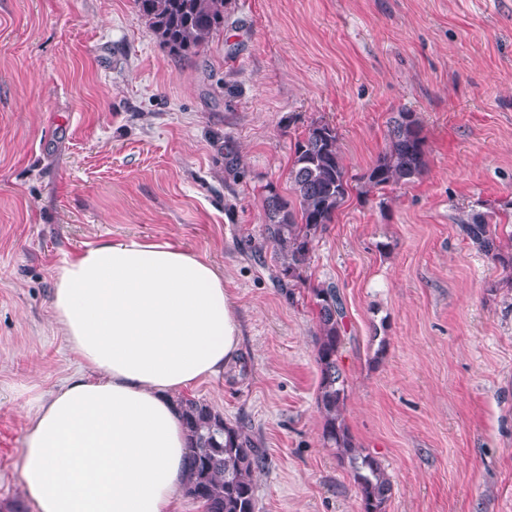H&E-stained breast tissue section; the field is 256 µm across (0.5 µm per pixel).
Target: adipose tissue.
I'll list each match as a JSON object with an SVG mask.
<instances>
[{
    "label": "adipose tissue",
    "mask_w": 512,
    "mask_h": 512,
    "mask_svg": "<svg viewBox=\"0 0 512 512\" xmlns=\"http://www.w3.org/2000/svg\"><path fill=\"white\" fill-rule=\"evenodd\" d=\"M51 309L84 369L26 406V498L35 512H176L189 454L176 397L240 345L223 273L169 242H100L63 260Z\"/></svg>",
    "instance_id": "1"
}]
</instances>
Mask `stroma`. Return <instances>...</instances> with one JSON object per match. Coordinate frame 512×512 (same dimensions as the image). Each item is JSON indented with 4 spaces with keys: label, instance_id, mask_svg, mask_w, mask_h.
Returning <instances> with one entry per match:
<instances>
[{
    "label": "stroma",
    "instance_id": "1",
    "mask_svg": "<svg viewBox=\"0 0 512 512\" xmlns=\"http://www.w3.org/2000/svg\"><path fill=\"white\" fill-rule=\"evenodd\" d=\"M229 11L177 59L134 0H0V512L31 507L26 400L79 368L51 315L56 269L130 240L175 243L224 273L237 361L185 394L263 450L258 512H360L316 402L311 290L327 284L346 312V424L392 483L386 512H512V289L457 226L512 202V0ZM406 110L425 172L351 197L306 282H279L263 195L289 194L295 139L330 123L357 176Z\"/></svg>",
    "mask_w": 512,
    "mask_h": 512
}]
</instances>
